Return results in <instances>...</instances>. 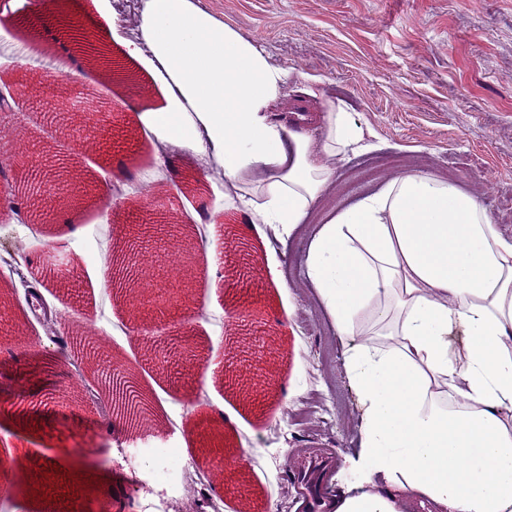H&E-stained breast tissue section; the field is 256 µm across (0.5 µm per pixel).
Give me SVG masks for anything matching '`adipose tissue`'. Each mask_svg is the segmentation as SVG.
I'll list each match as a JSON object with an SVG mask.
<instances>
[{
    "mask_svg": "<svg viewBox=\"0 0 512 512\" xmlns=\"http://www.w3.org/2000/svg\"><path fill=\"white\" fill-rule=\"evenodd\" d=\"M123 46L151 51L168 94L139 121L213 154L250 221L294 233L364 140L341 101L315 135L275 121L287 71L189 0H149ZM304 269L360 410V476L333 512H512V238L479 199L396 175L312 227Z\"/></svg>",
    "mask_w": 512,
    "mask_h": 512,
    "instance_id": "adipose-tissue-1",
    "label": "adipose tissue"
}]
</instances>
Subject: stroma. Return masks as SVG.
<instances>
[{
    "label": "stroma",
    "instance_id": "stroma-1",
    "mask_svg": "<svg viewBox=\"0 0 512 512\" xmlns=\"http://www.w3.org/2000/svg\"><path fill=\"white\" fill-rule=\"evenodd\" d=\"M193 4L254 41L289 73L277 115L313 131L323 104L343 101L365 131L370 148L338 163L334 185L313 211L343 206L375 191L393 176L387 158L407 159V171L454 181L475 195L504 235H512V0H192ZM148 0H69L71 11L96 21L94 36L106 45L133 82L104 84L93 65L68 74L65 97L73 113H112L109 142L51 123L42 103L27 104L31 83L21 71L42 75V62L0 48V82L25 107L11 129L0 128L9 159L31 157L44 146L53 160L84 144L86 158L78 207H55L48 221L34 218L29 199L14 187L11 169L0 171V243L26 239L31 268L26 279L0 272V290L15 326L0 336V483H18L0 506L14 512H154L164 503L158 484L136 475L153 464L152 451L130 448L134 465L112 464L123 428L108 415L73 409L61 395L79 368L62 334L47 329L30 309L46 289L59 313L92 324L96 343L111 351L165 404L162 430L172 432L177 460L201 461L218 451L224 463L192 487L170 512H303L294 482L296 448L359 452V405L345 371L344 343L318 302L303 268L310 235L279 238L265 224L246 222L235 198L209 176L194 144L173 147L136 121L138 112L163 104L150 52L124 58L110 20L124 12L142 18ZM320 80V94L305 95L295 77ZM172 215L184 235L159 239L142 262L183 269L186 300L156 318L154 288L140 283L134 301L105 282L128 230L150 214ZM226 217L230 231L215 239L202 216ZM222 260H215V252ZM188 337L198 357L171 352L174 337ZM322 398L312 422L300 425L297 408ZM216 413L209 421L195 405ZM29 449L28 467L17 472L8 452ZM246 454L244 465L232 457ZM56 459L65 477L47 481L56 502L32 497L38 470ZM82 474L87 490L70 495L69 476Z\"/></svg>",
    "mask_w": 512,
    "mask_h": 512
}]
</instances>
